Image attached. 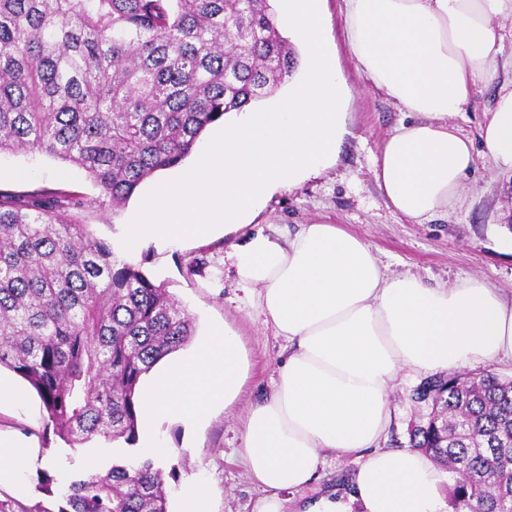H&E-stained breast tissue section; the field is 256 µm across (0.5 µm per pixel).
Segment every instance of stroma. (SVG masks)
<instances>
[{"instance_id":"35a3bbf8","label":"stroma","mask_w":512,"mask_h":512,"mask_svg":"<svg viewBox=\"0 0 512 512\" xmlns=\"http://www.w3.org/2000/svg\"><path fill=\"white\" fill-rule=\"evenodd\" d=\"M502 55L494 82L473 90L468 111L449 116L448 123L474 148L475 173L447 217L430 224H412L387 207L375 184L373 163L384 139L406 115L357 74L339 26L324 34L337 52V63L350 95L345 107L349 133L336 161L291 188H279L262 204L256 224L270 235L296 232L300 225L337 224L372 249L389 274L411 272L427 284L453 287L476 278L512 294V172L493 169L483 156L482 126L497 89L512 82V18L498 20ZM0 188L25 196L37 189H69L81 194L85 206L80 222L93 237L120 246V227L129 223L132 207H112L84 171L45 155H0ZM216 233L207 240H187L164 247L143 242L133 252L134 262L165 286L168 293L195 320V338L203 340L213 327L225 325L240 337L249 364L242 392L231 409L216 406L196 427L175 418L156 424V437L167 448L166 460L177 469V479L166 482L170 512H177L180 495L194 478L210 490V512H253L262 496L241 458L242 424L250 406L267 396L285 343L263 322L256 290L242 287L224 253L230 242L244 239ZM422 374L400 371L389 390L391 424L384 436L390 448L408 444V429L425 414L413 398ZM47 414L34 390L21 402L0 405V432L26 437L38 454L57 453L58 438H45ZM353 460L326 452L317 478L303 495L289 494L285 512H296L301 497L327 493L337 477L354 473ZM40 467L27 474L24 494L0 486V512H56L55 498L37 491Z\"/></svg>"}]
</instances>
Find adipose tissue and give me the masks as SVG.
I'll return each instance as SVG.
<instances>
[{"label":"adipose tissue","instance_id":"ef3b65f1","mask_svg":"<svg viewBox=\"0 0 512 512\" xmlns=\"http://www.w3.org/2000/svg\"><path fill=\"white\" fill-rule=\"evenodd\" d=\"M338 21L358 74L413 120L385 140L375 182L411 223L447 215L474 173L473 146L448 123L474 86L491 81L512 0H339ZM484 155L512 171V85L500 86L482 129ZM241 285L259 291L287 355L242 430L243 463L264 492L255 512H282L281 491L308 487L322 451L352 458L350 495L303 500L298 512H448L446 479L425 454L386 448L390 383L401 370L440 373L512 361V295L478 279L432 287L387 274L370 246L336 224H304L284 242L253 230L225 253ZM242 342L214 330L163 358L142 383L141 436L159 419L193 426L217 403L232 407L247 378Z\"/></svg>","mask_w":512,"mask_h":512}]
</instances>
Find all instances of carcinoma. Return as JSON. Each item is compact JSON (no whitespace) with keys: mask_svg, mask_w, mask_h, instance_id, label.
<instances>
[{"mask_svg":"<svg viewBox=\"0 0 512 512\" xmlns=\"http://www.w3.org/2000/svg\"><path fill=\"white\" fill-rule=\"evenodd\" d=\"M296 52L270 0H0V153L83 169L112 204L175 167L228 112L272 96ZM65 189L0 190V367L38 393L73 453L126 452L67 487L57 512H168L166 461L138 454L141 382L183 349L194 320L141 265L92 237ZM409 447L448 471L452 512H512V377L426 380Z\"/></svg>","mask_w":512,"mask_h":512,"instance_id":"obj_1","label":"carcinoma"}]
</instances>
